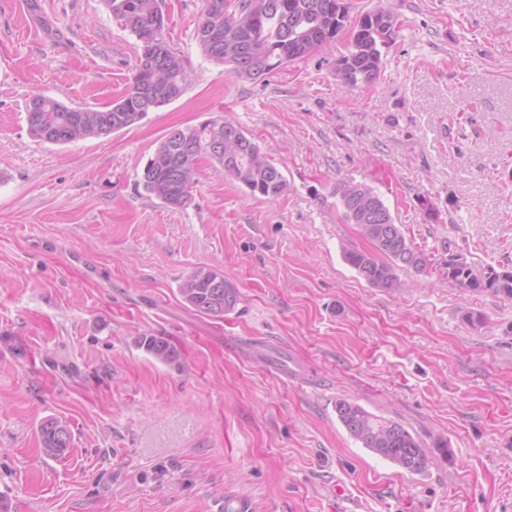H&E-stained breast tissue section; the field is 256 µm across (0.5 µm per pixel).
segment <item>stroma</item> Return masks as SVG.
I'll return each instance as SVG.
<instances>
[{"label": "stroma", "mask_w": 512, "mask_h": 512, "mask_svg": "<svg viewBox=\"0 0 512 512\" xmlns=\"http://www.w3.org/2000/svg\"><path fill=\"white\" fill-rule=\"evenodd\" d=\"M401 22L378 81L348 89L351 32L265 79H239L193 40L206 0H163L191 84L106 137L29 134L40 93L102 108L128 86L137 41L102 0L0 5V497L10 512H499L512 500V299L450 283L449 254L512 269V0H345ZM227 117L281 163L269 200L209 162L191 206L138 180L176 127ZM371 186L428 268L375 288L338 182ZM238 291L221 318L179 294L193 269ZM484 318L464 321L465 312ZM162 336L179 361L135 344ZM306 363V379L285 372ZM344 398L423 441L412 474L345 432ZM73 435L54 459L39 425ZM447 449H440V442ZM340 486L344 498L330 491Z\"/></svg>", "instance_id": "obj_1"}]
</instances>
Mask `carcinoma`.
<instances>
[{"label": "carcinoma", "mask_w": 512, "mask_h": 512, "mask_svg": "<svg viewBox=\"0 0 512 512\" xmlns=\"http://www.w3.org/2000/svg\"><path fill=\"white\" fill-rule=\"evenodd\" d=\"M120 27L137 40V64L124 94L102 108L67 106L44 95L31 97L26 119L31 136L41 142L67 144L108 136L127 129L148 113L178 100L186 91L189 72L185 60L168 43L159 0H103ZM197 20L194 40L200 54L229 66L240 78L258 81L281 67L331 45L344 29L348 7L344 0H206ZM401 24L384 8L356 20L347 53L336 60V78L346 87L374 83L380 74L382 49L396 41ZM214 120L169 131L145 164L139 184L150 195L176 209L189 207L198 182L200 164L211 162L224 179L244 186L252 195L276 199L288 192L282 166L268 158L260 144L232 120L234 141L224 151L213 145ZM341 218L359 226L371 251H346L344 260L369 285L395 290L397 270L426 268V254L407 239L390 209L373 188L342 182L336 188ZM448 281L476 292L512 298V276L490 268L478 272L462 258L446 271ZM182 298L198 313L222 317L235 307L237 289L214 267H199L179 286ZM156 361L173 364L179 352L163 336L135 340ZM336 416L362 447L413 474L428 467L423 442L399 420L378 415L363 406L339 400ZM42 453L50 458L66 454L71 431L57 418L41 422Z\"/></svg>", "instance_id": "carcinoma-1"}]
</instances>
